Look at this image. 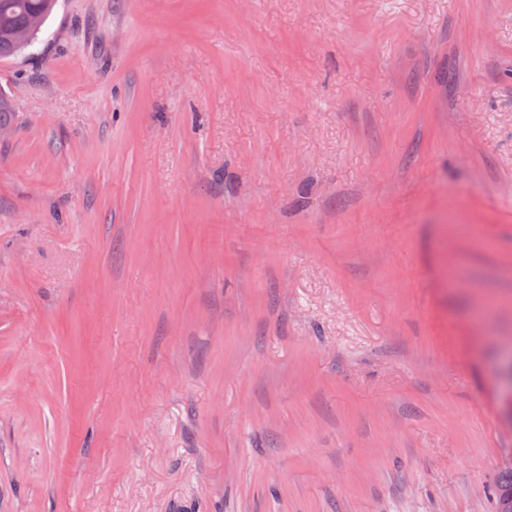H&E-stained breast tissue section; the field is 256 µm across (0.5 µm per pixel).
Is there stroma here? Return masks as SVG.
<instances>
[{"mask_svg": "<svg viewBox=\"0 0 512 512\" xmlns=\"http://www.w3.org/2000/svg\"><path fill=\"white\" fill-rule=\"evenodd\" d=\"M0 90V512H492L512 0H57Z\"/></svg>", "mask_w": 512, "mask_h": 512, "instance_id": "1", "label": "stroma"}]
</instances>
